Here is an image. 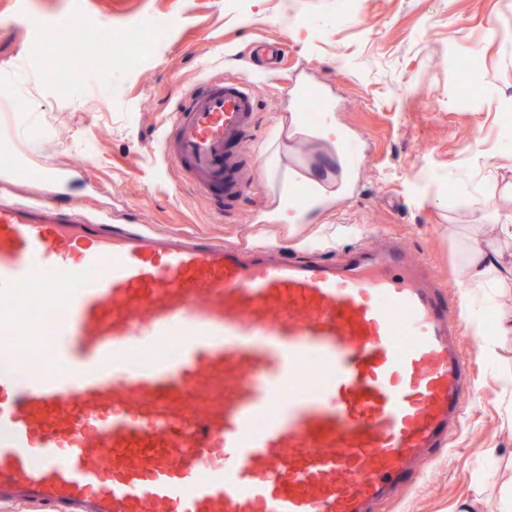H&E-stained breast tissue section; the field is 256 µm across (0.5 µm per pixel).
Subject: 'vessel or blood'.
Wrapping results in <instances>:
<instances>
[{
    "label": "vessel or blood",
    "instance_id": "1",
    "mask_svg": "<svg viewBox=\"0 0 512 512\" xmlns=\"http://www.w3.org/2000/svg\"><path fill=\"white\" fill-rule=\"evenodd\" d=\"M256 122L254 80L215 74L177 103L165 157L233 208ZM16 177L0 169V501L374 512L451 443L471 368L452 300L398 241L289 259L90 212L61 167L51 199Z\"/></svg>",
    "mask_w": 512,
    "mask_h": 512
}]
</instances>
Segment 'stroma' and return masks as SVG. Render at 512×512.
<instances>
[{
	"label": "stroma",
	"instance_id": "obj_1",
	"mask_svg": "<svg viewBox=\"0 0 512 512\" xmlns=\"http://www.w3.org/2000/svg\"><path fill=\"white\" fill-rule=\"evenodd\" d=\"M84 18L88 30L120 40L144 30L135 57L60 94L65 71L42 33ZM158 17L173 19L158 30ZM497 27L502 38L486 37ZM470 52L487 88L469 110L455 104L454 52ZM258 80V128L249 145L253 186L222 213L163 156L159 131L177 102L219 73ZM109 85H102L101 76ZM325 88L336 134L316 140L284 132L303 81ZM0 152L22 157L34 183L42 165L67 168L76 199L121 209L162 232L240 245L275 243L293 258L309 246L335 249L366 238H399L426 260L460 318L474 372L459 433L422 467L417 483L380 512H502L512 501V283L470 292L460 245L471 228L491 233L512 188V146L503 147L504 102H512V0H0ZM358 153L351 195L340 161ZM334 192L294 227L273 230L260 216L277 205L288 165Z\"/></svg>",
	"mask_w": 512,
	"mask_h": 512
}]
</instances>
